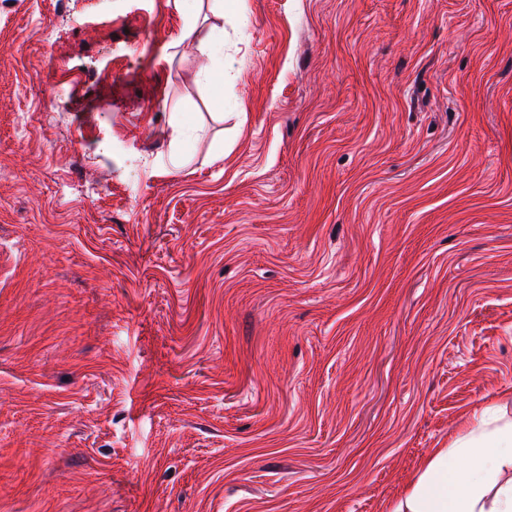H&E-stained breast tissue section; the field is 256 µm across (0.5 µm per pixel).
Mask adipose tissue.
<instances>
[{
  "label": "adipose tissue",
  "mask_w": 512,
  "mask_h": 512,
  "mask_svg": "<svg viewBox=\"0 0 512 512\" xmlns=\"http://www.w3.org/2000/svg\"><path fill=\"white\" fill-rule=\"evenodd\" d=\"M391 512H512V419L475 415L432 454Z\"/></svg>",
  "instance_id": "adipose-tissue-1"
}]
</instances>
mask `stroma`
<instances>
[{"mask_svg":"<svg viewBox=\"0 0 512 512\" xmlns=\"http://www.w3.org/2000/svg\"><path fill=\"white\" fill-rule=\"evenodd\" d=\"M493 400L512 0H0V512H388Z\"/></svg>","mask_w":512,"mask_h":512,"instance_id":"35a3bbf8","label":"stroma"}]
</instances>
